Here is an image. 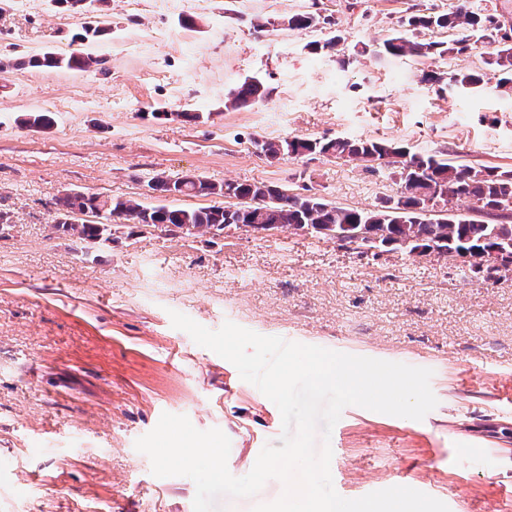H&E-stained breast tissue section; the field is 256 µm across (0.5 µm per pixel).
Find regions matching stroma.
Masks as SVG:
<instances>
[{"label":"stroma","mask_w":512,"mask_h":512,"mask_svg":"<svg viewBox=\"0 0 512 512\" xmlns=\"http://www.w3.org/2000/svg\"><path fill=\"white\" fill-rule=\"evenodd\" d=\"M457 3L110 0L106 11L75 13L54 0H0V55L79 49L104 62L100 71H0V211L10 217L0 227V512H193V480L154 476L135 448L166 412L223 431L237 477L278 443L277 406L174 328V311L214 331L229 321L336 352L419 361L433 372L437 407L420 421L344 408L330 438L335 490L357 499L406 486L450 512H512V270L488 280L461 257L364 252L306 230L187 237L123 224L103 243L53 227L67 192L148 207L232 203L163 196L151 188L159 175L273 183L365 210L400 188L383 165L269 159L264 140H391L512 169V91L423 79L483 68V51L442 60L379 50L407 15ZM310 11L325 24L252 26ZM85 26L110 33L75 45ZM155 67L165 80H147ZM248 77L265 80L269 98L225 108ZM34 111L51 113L53 126H21Z\"/></svg>","instance_id":"stroma-1"}]
</instances>
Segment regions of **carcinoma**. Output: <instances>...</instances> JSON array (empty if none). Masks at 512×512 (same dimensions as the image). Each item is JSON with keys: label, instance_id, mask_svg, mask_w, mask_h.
<instances>
[{"label": "carcinoma", "instance_id": "obj_1", "mask_svg": "<svg viewBox=\"0 0 512 512\" xmlns=\"http://www.w3.org/2000/svg\"><path fill=\"white\" fill-rule=\"evenodd\" d=\"M321 23L328 24L330 20L310 12L288 18V27L293 30H305ZM402 26L405 30L397 31L382 41L383 49L398 57L441 59L467 53L478 43L493 46L484 59L485 71L482 73L457 70L446 78L432 71L425 74L424 80L440 83L446 79L448 84L462 87L493 81L503 91L512 90V39L501 34L503 25L494 16L475 13L461 4L445 13H412L403 20ZM434 29L457 31L460 36L448 41L421 37L423 31ZM101 64V59L88 53L67 56L45 52L40 57L29 59L6 56L0 59V70L28 65L44 70L67 68L88 71ZM269 95V88L261 81L246 79L229 92L224 107H245ZM19 123L27 128L47 129L53 124V117L46 112H30ZM260 149L272 159L284 155L304 157L316 154L347 160L372 157L401 170L411 162L424 166L429 174L407 186L408 194L401 205L372 210L336 206L315 196L290 195L279 186L259 182L218 185L198 176L186 175L173 182L157 177L154 189L166 195L225 196L230 193L238 203L232 207L199 209L170 205L145 207L132 198L101 200L97 196L74 193L59 199L54 228L81 240L107 241L112 236L111 225L79 221L81 215L97 216L104 211L130 224L187 236L219 235L225 228L241 224L255 230L306 229L330 237L339 231L347 239L363 231H374L387 235L393 241L413 239L415 243L411 248L423 246L448 257L479 256L495 250L512 257V212L496 214L498 222L494 224H477L454 211V203L461 199L469 200L472 210L478 212L512 202V169L457 165L438 155L412 153L390 141L294 138L264 141L260 143Z\"/></svg>", "mask_w": 512, "mask_h": 512}]
</instances>
